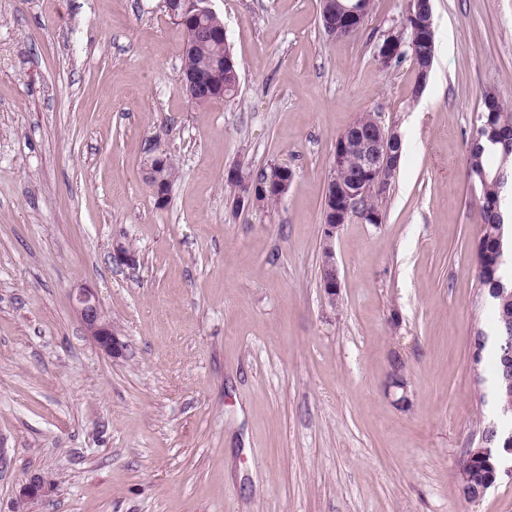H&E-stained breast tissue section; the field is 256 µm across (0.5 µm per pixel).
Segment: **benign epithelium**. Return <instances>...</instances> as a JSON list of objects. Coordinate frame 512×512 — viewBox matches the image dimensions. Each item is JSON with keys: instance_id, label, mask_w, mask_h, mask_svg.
I'll return each mask as SVG.
<instances>
[{"instance_id": "obj_1", "label": "benign epithelium", "mask_w": 512, "mask_h": 512, "mask_svg": "<svg viewBox=\"0 0 512 512\" xmlns=\"http://www.w3.org/2000/svg\"><path fill=\"white\" fill-rule=\"evenodd\" d=\"M208 0H170L171 13H180L183 23L191 31L186 45L193 47L206 42L224 39V29H213L208 19L215 12L207 6ZM322 29L325 34L333 36L336 27L345 25L357 27L365 14L362 0H321ZM432 20L416 26L412 34H407L401 27L393 30L381 44L376 60L383 69L390 68L404 52L407 45L406 36H411L422 46L430 45ZM235 61L226 55L206 67L191 74H185L182 84L188 92L205 94L213 99L224 98V87L218 85L215 77L226 67H232ZM505 131L498 126L484 122L476 128L474 143L486 138L490 141L503 138ZM402 149L400 136H392L379 124L365 128L354 122L340 133L333 150V172L327 184V204L324 205L322 222L323 251L329 257L322 269V288L334 297L340 288L339 270L333 257L332 244L336 233L352 215L351 201L365 198L371 194L386 192L398 169L399 155ZM293 180V171L287 166L279 168L276 175L267 184L259 187L247 181L243 183L247 200H255L256 191L283 197ZM74 306L82 323L93 341L106 355L118 359L124 356L126 346L120 339L117 329L108 320L95 292L90 288H79L73 296ZM462 497L476 502L483 498L487 483L473 474V470L461 466L458 476ZM55 490V482L40 474H33L23 486L20 501L23 503L44 499Z\"/></svg>"}]
</instances>
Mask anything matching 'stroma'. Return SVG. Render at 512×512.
I'll use <instances>...</instances> for the list:
<instances>
[{"label": "stroma", "mask_w": 512, "mask_h": 512, "mask_svg": "<svg viewBox=\"0 0 512 512\" xmlns=\"http://www.w3.org/2000/svg\"><path fill=\"white\" fill-rule=\"evenodd\" d=\"M208 5L240 84L195 106L162 0H0V512H512V476L477 502L458 488L498 418L470 367L493 327L465 161L483 90L512 105V0H432L420 92L410 61L375 60L409 0L346 38L320 0ZM364 113L402 157L381 223L337 232L331 299L325 193ZM161 152L162 206L143 178ZM274 164L285 197L234 207L229 172ZM83 286L124 357L88 335ZM33 473L57 488L20 503Z\"/></svg>", "instance_id": "1"}]
</instances>
